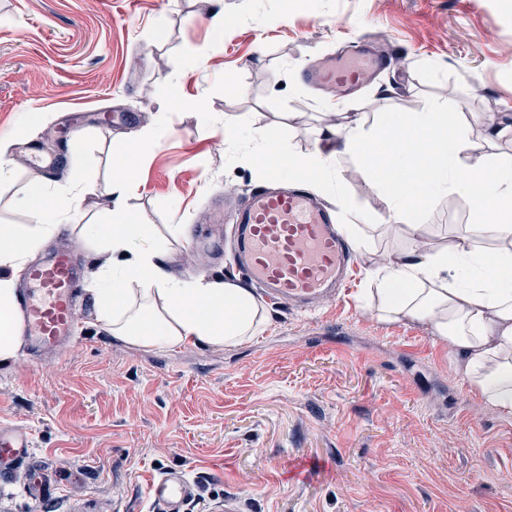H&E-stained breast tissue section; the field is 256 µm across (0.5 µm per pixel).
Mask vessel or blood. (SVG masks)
I'll use <instances>...</instances> for the list:
<instances>
[{"instance_id":"vessel-or-blood-1","label":"vessel or blood","mask_w":512,"mask_h":512,"mask_svg":"<svg viewBox=\"0 0 512 512\" xmlns=\"http://www.w3.org/2000/svg\"><path fill=\"white\" fill-rule=\"evenodd\" d=\"M385 64L365 44L351 56L314 64L302 78L312 86L345 93L367 84ZM230 219L237 226L238 256L248 278L271 298L308 310L331 300L343 287L353 249L332 213L309 191L282 184L252 191ZM81 275L71 253L58 249L29 269L33 288L23 296L21 330L32 347L60 352L71 344ZM30 448L28 430L0 425V481L29 459ZM146 491L155 512H186L199 495L197 483L179 469L151 477Z\"/></svg>"}]
</instances>
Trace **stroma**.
<instances>
[{
    "mask_svg": "<svg viewBox=\"0 0 512 512\" xmlns=\"http://www.w3.org/2000/svg\"><path fill=\"white\" fill-rule=\"evenodd\" d=\"M367 34L394 49L373 83L347 96L304 83L312 58ZM194 48L209 51L196 66ZM174 89L202 110L172 108ZM430 101L452 123L512 120V0H0V139L14 168L0 225L31 223L16 204L28 186L78 182L84 220L112 223L101 186L126 155L138 186L124 208L151 224L168 277L236 279L232 247L199 266L168 229L206 230L229 188L268 185L249 160L253 126L310 155L326 113L369 130L377 113ZM47 127L63 182L30 157ZM147 130L152 142H137ZM316 196L366 241L340 299L310 312L269 301L251 342L163 351L112 340L83 303L67 353L0 368V425L29 430L53 478L39 503L17 470L0 512H154L146 482L170 468L199 486L187 512H224L230 494L242 512H512V417L471 389L430 323L372 313L370 270L406 246L382 197L349 178ZM411 217L440 246L472 221L458 194Z\"/></svg>",
    "mask_w": 512,
    "mask_h": 512,
    "instance_id": "obj_1",
    "label": "stroma"
}]
</instances>
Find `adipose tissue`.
Segmentation results:
<instances>
[{
  "mask_svg": "<svg viewBox=\"0 0 512 512\" xmlns=\"http://www.w3.org/2000/svg\"><path fill=\"white\" fill-rule=\"evenodd\" d=\"M445 111L434 104L407 120L383 112L369 131L361 119L337 112L326 126L327 150L299 155L280 140L274 151L253 153L252 162L266 172L272 158L289 160V180L305 175L324 188L333 178L332 160L353 157L385 200L390 219L412 240L422 234L410 220L413 207L430 206L438 193L466 196L473 222L463 234L443 247L403 251L378 270L377 315L430 322L462 359L468 384L511 417L512 155L496 147L512 144V123L486 114V135L474 140L467 124H440ZM80 200L77 184L66 190L33 186L19 200L33 224L0 226V365L18 359L25 346L17 274L60 221L78 213ZM82 231L105 250L90 272L96 286L88 298L101 325L124 345L233 347L264 330V308L252 290L230 280H168L144 219L123 212L114 223L86 224Z\"/></svg>",
  "mask_w": 512,
  "mask_h": 512,
  "instance_id": "adipose-tissue-1",
  "label": "adipose tissue"
}]
</instances>
